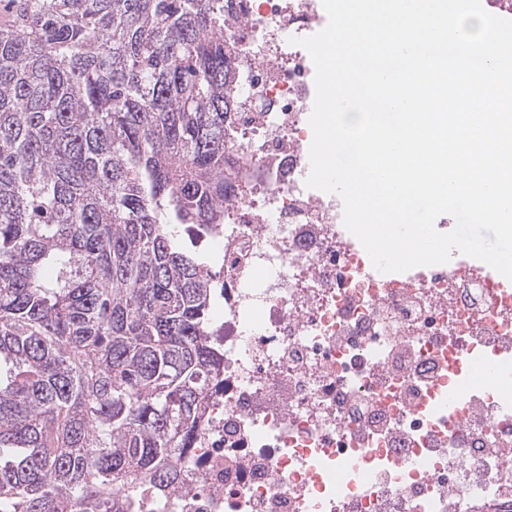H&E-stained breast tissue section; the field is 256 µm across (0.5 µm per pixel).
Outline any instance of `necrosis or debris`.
I'll return each mask as SVG.
<instances>
[{
  "label": "necrosis or debris",
  "mask_w": 512,
  "mask_h": 512,
  "mask_svg": "<svg viewBox=\"0 0 512 512\" xmlns=\"http://www.w3.org/2000/svg\"><path fill=\"white\" fill-rule=\"evenodd\" d=\"M242 173L218 232L224 367L177 491L137 512H512V290L455 263L366 276L335 199L305 185L316 0H234Z\"/></svg>",
  "instance_id": "4bbe7bcc"
}]
</instances>
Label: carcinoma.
I'll list each match as a JSON object with an SVG mask.
<instances>
[{"mask_svg": "<svg viewBox=\"0 0 512 512\" xmlns=\"http://www.w3.org/2000/svg\"><path fill=\"white\" fill-rule=\"evenodd\" d=\"M0 22V512H130L224 364L198 250L241 173L232 0H12Z\"/></svg>", "mask_w": 512, "mask_h": 512, "instance_id": "1", "label": "carcinoma"}]
</instances>
